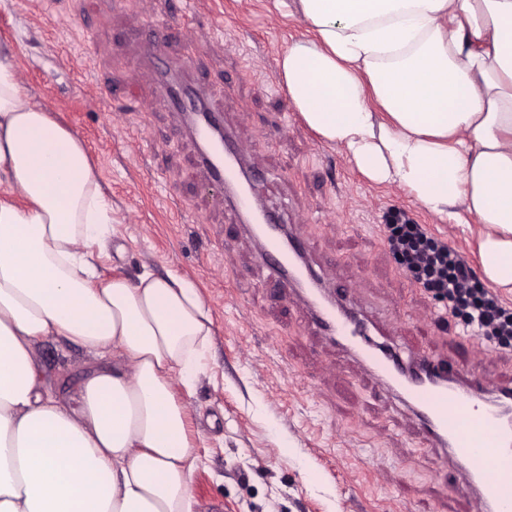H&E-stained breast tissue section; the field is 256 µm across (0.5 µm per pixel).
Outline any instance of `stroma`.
Returning <instances> with one entry per match:
<instances>
[{"label": "stroma", "instance_id": "35a3bbf8", "mask_svg": "<svg viewBox=\"0 0 512 512\" xmlns=\"http://www.w3.org/2000/svg\"><path fill=\"white\" fill-rule=\"evenodd\" d=\"M177 0H0V41L13 42L30 94L76 133L112 204L102 276L143 270L193 281L214 336L191 400L205 437L191 477L198 512H476L448 460L418 446L408 409L383 396L364 369L300 314L296 296L263 282L257 247L208 182L200 147L154 94L142 29ZM272 0H195L165 51L205 55L200 80L220 84L224 127L269 178L260 203L310 237V261L336 283H359L355 303L382 317L413 349L463 358L454 319L412 287L379 226L399 208L480 270L476 227L447 225L408 192L361 175L303 124L277 60L305 32L269 17ZM135 89L138 105L125 97ZM48 375L76 387L83 348L41 340ZM288 450H281V443Z\"/></svg>", "mask_w": 512, "mask_h": 512}]
</instances>
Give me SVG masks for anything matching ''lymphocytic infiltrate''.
Segmentation results:
<instances>
[{
	"label": "lymphocytic infiltrate",
	"instance_id": "f902f5d3",
	"mask_svg": "<svg viewBox=\"0 0 512 512\" xmlns=\"http://www.w3.org/2000/svg\"><path fill=\"white\" fill-rule=\"evenodd\" d=\"M379 230L402 273L456 319L463 335L485 348L512 346V308L480 284L455 248L399 210Z\"/></svg>",
	"mask_w": 512,
	"mask_h": 512
}]
</instances>
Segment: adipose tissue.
Wrapping results in <instances>:
<instances>
[{
    "instance_id": "obj_1",
    "label": "adipose tissue",
    "mask_w": 512,
    "mask_h": 512,
    "mask_svg": "<svg viewBox=\"0 0 512 512\" xmlns=\"http://www.w3.org/2000/svg\"><path fill=\"white\" fill-rule=\"evenodd\" d=\"M307 34L278 62L321 143L451 224L512 292V0H274ZM112 205L81 138L0 47V512H194L186 408L213 321L193 282L101 277ZM85 349L53 392L36 345ZM180 390H173L171 375Z\"/></svg>"
}]
</instances>
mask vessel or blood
<instances>
[{
    "mask_svg": "<svg viewBox=\"0 0 512 512\" xmlns=\"http://www.w3.org/2000/svg\"><path fill=\"white\" fill-rule=\"evenodd\" d=\"M150 60L158 91L169 98L173 111L205 113L206 122L197 127L195 136L206 139L210 127L222 123L220 110L211 103L216 89L184 81L181 96L170 95L178 70L194 68L196 57L176 66L167 58L163 41L156 38L151 42ZM201 163L213 181L223 184L229 205L248 221L261 248L266 280L283 295L299 290L315 327L360 360L384 392L412 410L421 448L447 451L463 472L481 512H512V414H504L498 406L499 401L512 400V383L491 385L470 361H451L424 350L410 354L399 340H377L378 323L352 304L356 288L328 291L324 274L316 272L308 260V242L293 235L274 214L260 211L256 189L265 174L252 171L249 185L241 186L245 160L232 137L202 156Z\"/></svg>",
    "mask_w": 512,
    "mask_h": 512,
    "instance_id": "1",
    "label": "vessel or blood"
}]
</instances>
